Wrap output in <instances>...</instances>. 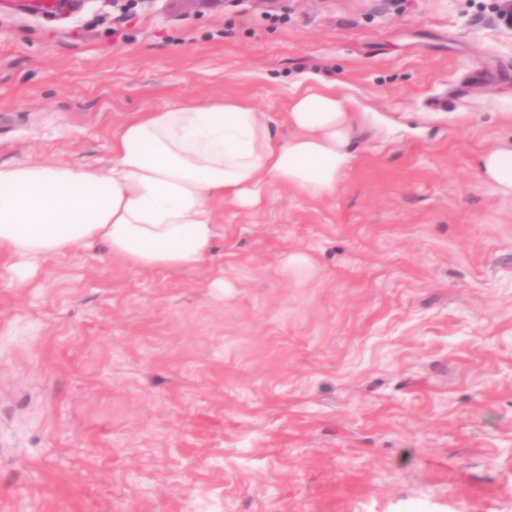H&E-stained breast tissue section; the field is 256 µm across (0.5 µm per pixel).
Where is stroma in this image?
<instances>
[{
  "mask_svg": "<svg viewBox=\"0 0 512 512\" xmlns=\"http://www.w3.org/2000/svg\"><path fill=\"white\" fill-rule=\"evenodd\" d=\"M35 2L0 0V164L102 168L136 113L227 97L284 138L306 75L378 123L332 194L219 207L199 269L0 260V512H512L497 0ZM479 167L486 182L499 193L512 196V146L483 154Z\"/></svg>",
  "mask_w": 512,
  "mask_h": 512,
  "instance_id": "1",
  "label": "stroma"
}]
</instances>
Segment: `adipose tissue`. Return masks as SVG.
<instances>
[{"mask_svg": "<svg viewBox=\"0 0 512 512\" xmlns=\"http://www.w3.org/2000/svg\"><path fill=\"white\" fill-rule=\"evenodd\" d=\"M365 120L342 81L316 77L294 83L285 139L254 106L227 98L137 113L114 133L104 168L0 164V258L25 274L102 243L137 270L199 268L213 257L218 204L256 212L275 186L333 193ZM479 167L512 196V146L483 154Z\"/></svg>", "mask_w": 512, "mask_h": 512, "instance_id": "adipose-tissue-1", "label": "adipose tissue"}]
</instances>
